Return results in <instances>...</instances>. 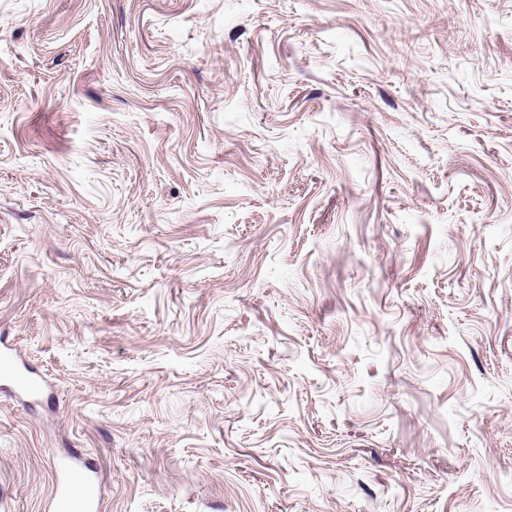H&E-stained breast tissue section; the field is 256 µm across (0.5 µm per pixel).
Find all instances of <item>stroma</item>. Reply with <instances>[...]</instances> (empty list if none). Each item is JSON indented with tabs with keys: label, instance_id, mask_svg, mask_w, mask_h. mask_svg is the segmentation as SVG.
I'll list each match as a JSON object with an SVG mask.
<instances>
[{
	"label": "stroma",
	"instance_id": "stroma-1",
	"mask_svg": "<svg viewBox=\"0 0 512 512\" xmlns=\"http://www.w3.org/2000/svg\"><path fill=\"white\" fill-rule=\"evenodd\" d=\"M0 512H512V0H0ZM62 478L56 485L54 497L52 500L53 511L56 512H98L99 500L94 496L89 485H97L98 478L91 476L87 470L76 460L64 465L60 468ZM80 482L87 487V492L79 501H74L72 493L75 497H81L82 490L72 487L75 483ZM70 509H77L72 511Z\"/></svg>",
	"mask_w": 512,
	"mask_h": 512
}]
</instances>
